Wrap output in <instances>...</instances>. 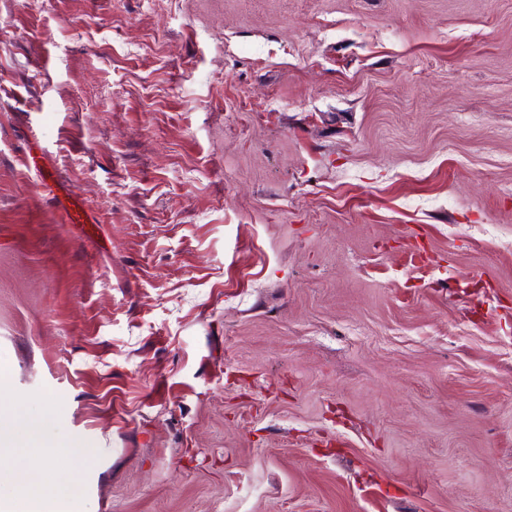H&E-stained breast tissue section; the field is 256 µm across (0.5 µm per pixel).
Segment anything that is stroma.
I'll use <instances>...</instances> for the list:
<instances>
[{
    "label": "stroma",
    "mask_w": 512,
    "mask_h": 512,
    "mask_svg": "<svg viewBox=\"0 0 512 512\" xmlns=\"http://www.w3.org/2000/svg\"><path fill=\"white\" fill-rule=\"evenodd\" d=\"M0 417L74 512H512V0H0Z\"/></svg>",
    "instance_id": "1"
}]
</instances>
